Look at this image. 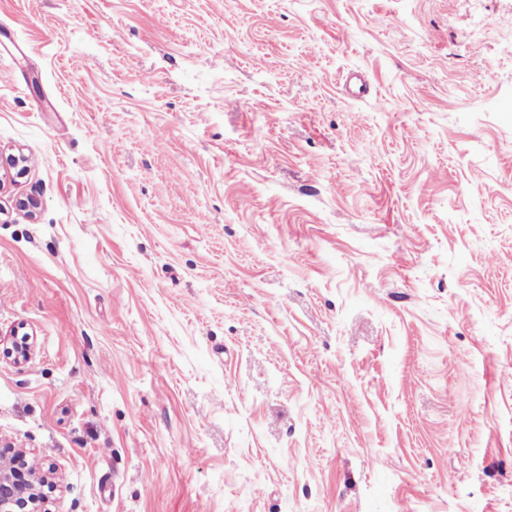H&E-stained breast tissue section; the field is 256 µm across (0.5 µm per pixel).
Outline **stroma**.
<instances>
[{
  "label": "stroma",
  "instance_id": "stroma-1",
  "mask_svg": "<svg viewBox=\"0 0 512 512\" xmlns=\"http://www.w3.org/2000/svg\"><path fill=\"white\" fill-rule=\"evenodd\" d=\"M508 43L512 0H0L48 512H512Z\"/></svg>",
  "mask_w": 512,
  "mask_h": 512
}]
</instances>
